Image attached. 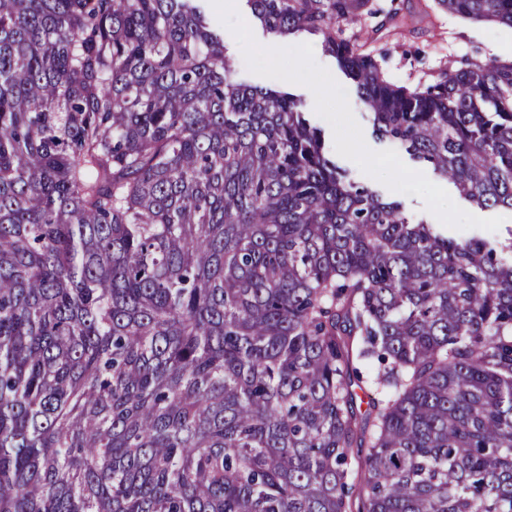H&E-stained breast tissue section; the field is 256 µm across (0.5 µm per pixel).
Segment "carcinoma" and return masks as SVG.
Here are the masks:
<instances>
[{"mask_svg":"<svg viewBox=\"0 0 512 512\" xmlns=\"http://www.w3.org/2000/svg\"><path fill=\"white\" fill-rule=\"evenodd\" d=\"M194 2L0 0V512H512V260L348 179ZM248 2L512 212V62L409 89L338 35L372 0Z\"/></svg>","mask_w":512,"mask_h":512,"instance_id":"cac0c4a2","label":"carcinoma"}]
</instances>
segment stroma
Listing matches in <instances>:
<instances>
[{
  "instance_id": "1",
  "label": "stroma",
  "mask_w": 512,
  "mask_h": 512,
  "mask_svg": "<svg viewBox=\"0 0 512 512\" xmlns=\"http://www.w3.org/2000/svg\"><path fill=\"white\" fill-rule=\"evenodd\" d=\"M383 14L339 26L378 61L392 82L411 88L434 83L470 63L512 61V28L479 24L440 9L434 0H374ZM211 27L224 38V54L237 81L284 91L299 98L311 124L322 129L326 153L350 178L402 204L412 221L435 225L451 237L481 236L497 242L512 237V214L480 209L461 198L452 184L378 136L354 83L328 55L319 37L306 33L272 39L257 24L247 0L219 11L200 0ZM397 11L388 19L386 9Z\"/></svg>"
}]
</instances>
